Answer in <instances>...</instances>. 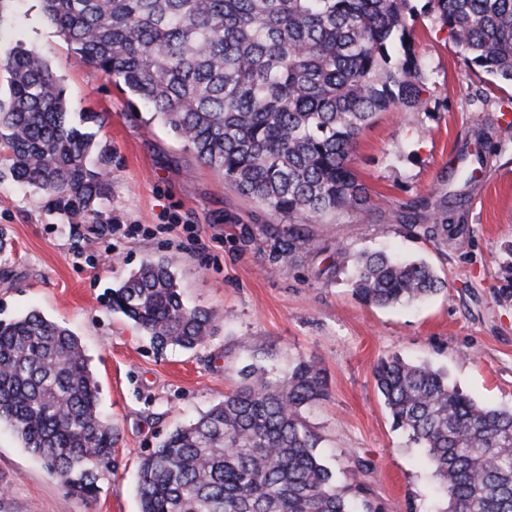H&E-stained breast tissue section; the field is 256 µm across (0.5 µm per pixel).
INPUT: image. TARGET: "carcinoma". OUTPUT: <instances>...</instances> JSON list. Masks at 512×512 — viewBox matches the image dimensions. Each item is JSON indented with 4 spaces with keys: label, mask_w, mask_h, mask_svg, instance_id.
Here are the masks:
<instances>
[{
    "label": "carcinoma",
    "mask_w": 512,
    "mask_h": 512,
    "mask_svg": "<svg viewBox=\"0 0 512 512\" xmlns=\"http://www.w3.org/2000/svg\"><path fill=\"white\" fill-rule=\"evenodd\" d=\"M413 0H43V14L124 95L159 118L239 193L289 223L367 203L353 168L362 132L381 112L425 109L426 67L415 48ZM471 65L512 85V0H427ZM3 174L58 210L94 211L108 174L96 112L69 120L64 88L42 55L18 47L4 64ZM459 230L441 211L423 230ZM360 302L390 307L447 289L426 261L365 251L349 278ZM123 314L163 349L194 350L215 332L212 311L183 301L167 263L149 260L111 292ZM241 383L195 421L168 433L139 463V512H384L358 478L367 465L330 467L304 413L324 390L299 359L279 376L250 365ZM373 379L392 428L422 449L438 482L436 512H512V408L481 406L447 374L390 355ZM72 495L95 498L112 471L116 432L79 338L37 310L0 319V423Z\"/></svg>",
    "instance_id": "1"
}]
</instances>
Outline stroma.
<instances>
[{
	"instance_id": "35a3bbf8",
	"label": "stroma",
	"mask_w": 512,
	"mask_h": 512,
	"mask_svg": "<svg viewBox=\"0 0 512 512\" xmlns=\"http://www.w3.org/2000/svg\"><path fill=\"white\" fill-rule=\"evenodd\" d=\"M35 47L60 79L71 112H97L110 198L98 216H69L11 178L0 179V318L35 309L79 337L117 433L114 467L94 500L68 494L12 429L0 424V512H139L140 459L177 426L223 400L247 363L288 371L300 358L322 368L326 390L306 412L327 460H360L385 512H435L436 483L419 448L391 427L374 386L378 359L397 354L447 371L476 402L512 406V88L491 84L457 51L433 15L416 26L428 80L422 112H383L358 140L353 166L367 206L309 224L291 260L284 227L255 199L201 165L145 107H133L76 55L43 16L42 0H12L0 14L3 63ZM491 133L485 172L463 183L477 140ZM456 207L464 230L428 240L438 210ZM413 212L415 226L402 220ZM394 250L422 257L446 292L396 307L357 300L356 256ZM165 259L189 306L217 327L194 350L154 347L109 293L147 260Z\"/></svg>"
}]
</instances>
